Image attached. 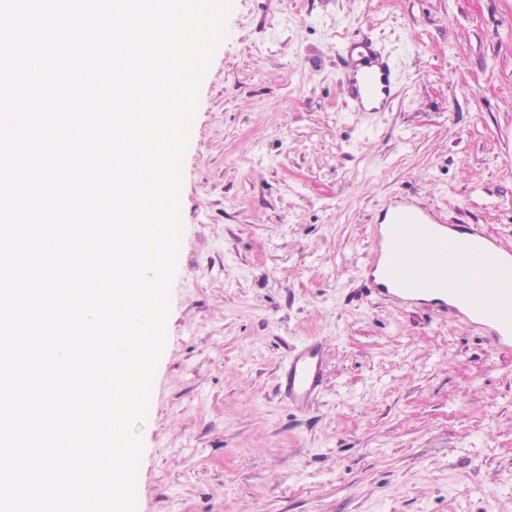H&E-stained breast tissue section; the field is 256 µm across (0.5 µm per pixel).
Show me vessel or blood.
<instances>
[{
    "label": "vessel or blood",
    "instance_id": "1",
    "mask_svg": "<svg viewBox=\"0 0 512 512\" xmlns=\"http://www.w3.org/2000/svg\"><path fill=\"white\" fill-rule=\"evenodd\" d=\"M341 53L350 111L389 105L398 81L389 55L366 40L343 46ZM366 280L378 295L405 304L440 300L458 319L492 322L496 348H512V247L478 225L450 224L437 211L397 198L372 243ZM327 347V340H309L282 366L280 386L295 408L309 407L317 395Z\"/></svg>",
    "mask_w": 512,
    "mask_h": 512
}]
</instances>
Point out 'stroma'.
<instances>
[{
  "instance_id": "1",
  "label": "stroma",
  "mask_w": 512,
  "mask_h": 512,
  "mask_svg": "<svg viewBox=\"0 0 512 512\" xmlns=\"http://www.w3.org/2000/svg\"><path fill=\"white\" fill-rule=\"evenodd\" d=\"M398 64L346 111L338 49ZM137 512H512V352L366 289L394 197L512 244V0H232L182 164ZM328 339L306 412L278 389Z\"/></svg>"
}]
</instances>
